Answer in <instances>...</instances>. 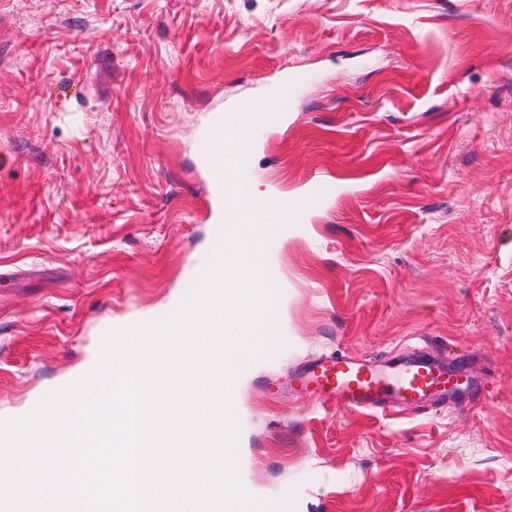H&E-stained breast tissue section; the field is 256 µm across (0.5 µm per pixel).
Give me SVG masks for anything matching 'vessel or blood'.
<instances>
[{"instance_id":"b4317fda","label":"vessel or blood","mask_w":512,"mask_h":512,"mask_svg":"<svg viewBox=\"0 0 512 512\" xmlns=\"http://www.w3.org/2000/svg\"><path fill=\"white\" fill-rule=\"evenodd\" d=\"M247 116L245 137L276 122V111L242 110ZM206 169L207 186L215 198H222L227 184L218 146L209 134L196 144ZM302 202L272 203L266 211L271 222L297 220ZM299 393L314 397L346 411L380 410L399 412L408 408L444 406L469 397L476 389L473 378L461 363H449L433 351L420 347L400 349L383 358H365L345 351L323 354L305 362L295 373Z\"/></svg>"}]
</instances>
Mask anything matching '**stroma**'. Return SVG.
<instances>
[{"label": "stroma", "instance_id": "stroma-1", "mask_svg": "<svg viewBox=\"0 0 512 512\" xmlns=\"http://www.w3.org/2000/svg\"><path fill=\"white\" fill-rule=\"evenodd\" d=\"M280 104L250 180L305 209L239 377L252 496L512 512V0H0V420L190 296L217 226L200 132ZM418 346L483 393L383 415L290 388L323 353Z\"/></svg>", "mask_w": 512, "mask_h": 512}]
</instances>
